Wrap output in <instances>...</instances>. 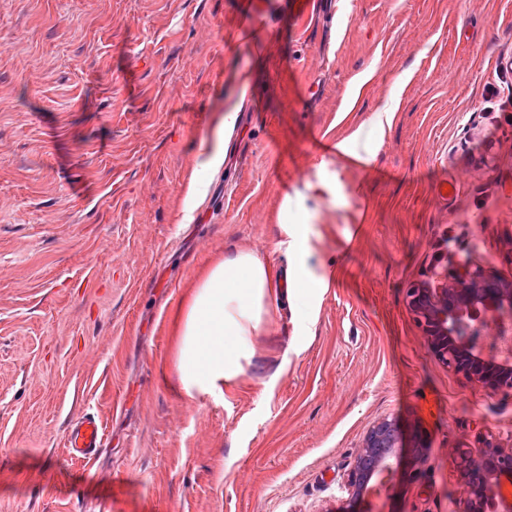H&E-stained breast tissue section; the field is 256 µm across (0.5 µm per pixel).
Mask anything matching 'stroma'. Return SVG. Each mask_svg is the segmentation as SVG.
Segmentation results:
<instances>
[{
	"label": "stroma",
	"instance_id": "35a3bbf8",
	"mask_svg": "<svg viewBox=\"0 0 512 512\" xmlns=\"http://www.w3.org/2000/svg\"><path fill=\"white\" fill-rule=\"evenodd\" d=\"M267 2L251 28L239 0H0V512H341L383 417L428 448L364 512H462L455 449L512 448V393L406 302L459 264L512 283V0ZM386 105L374 162L341 164ZM287 223L332 280L187 399L171 313L219 255L284 276ZM87 413L89 464L64 448ZM237 120L236 112H225L221 117L214 134L215 146L209 155L206 165L212 167L220 166L224 161V130H230L234 127ZM363 136L361 130L356 131L349 139L336 143L337 155L346 163L357 166H369L375 159L374 153L369 149H361L352 145ZM107 439L106 431L94 414H86L72 425L65 438V447L74 458L93 461Z\"/></svg>",
	"mask_w": 512,
	"mask_h": 512
}]
</instances>
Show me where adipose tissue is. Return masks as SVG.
I'll return each instance as SVG.
<instances>
[{
    "mask_svg": "<svg viewBox=\"0 0 512 512\" xmlns=\"http://www.w3.org/2000/svg\"><path fill=\"white\" fill-rule=\"evenodd\" d=\"M283 230L294 255L285 284H278L253 253L239 252L214 263L176 315L177 380L187 398L223 392L225 383L243 375V362L253 353L252 338L278 290L292 299L308 288L326 287V277L307 268L306 241L298 225Z\"/></svg>",
    "mask_w": 512,
    "mask_h": 512,
    "instance_id": "obj_1",
    "label": "adipose tissue"
}]
</instances>
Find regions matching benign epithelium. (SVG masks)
Here are the masks:
<instances>
[{
	"mask_svg": "<svg viewBox=\"0 0 512 512\" xmlns=\"http://www.w3.org/2000/svg\"><path fill=\"white\" fill-rule=\"evenodd\" d=\"M453 282L408 289L407 305L415 315L431 351L448 368L493 392L512 390V333L501 322L512 311V284L464 266ZM427 448L423 431L404 434L397 420L383 417L366 432L347 479L346 512H361L357 505L371 495L377 475L397 473L400 481L416 478L414 466ZM459 486L463 512H500V478L512 477V449L487 446L476 460L459 452Z\"/></svg>",
	"mask_w": 512,
	"mask_h": 512,
	"instance_id": "1",
	"label": "benign epithelium"
}]
</instances>
